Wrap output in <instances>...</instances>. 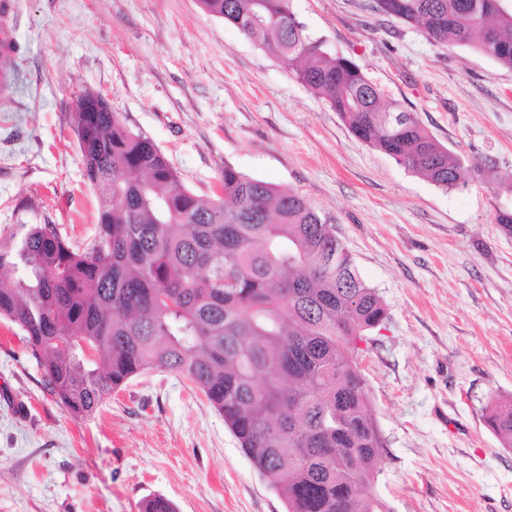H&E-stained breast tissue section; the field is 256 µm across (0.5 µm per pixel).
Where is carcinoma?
Wrapping results in <instances>:
<instances>
[{
  "label": "carcinoma",
  "mask_w": 512,
  "mask_h": 512,
  "mask_svg": "<svg viewBox=\"0 0 512 512\" xmlns=\"http://www.w3.org/2000/svg\"><path fill=\"white\" fill-rule=\"evenodd\" d=\"M295 72L361 141L438 187L460 159L350 58L305 33L291 0H200ZM369 8L512 68L505 0H371ZM73 113L84 178L98 189L86 247L56 224L0 246V319L23 332L48 391L74 418L149 370L185 377L224 417L287 512H386L383 444L368 414L359 343L386 318L328 218L299 194L226 164L221 195L186 188L153 141L116 112ZM486 423L512 448V400ZM141 512H176L154 495Z\"/></svg>",
  "instance_id": "obj_1"
}]
</instances>
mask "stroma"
<instances>
[{
    "label": "stroma",
    "instance_id": "1",
    "mask_svg": "<svg viewBox=\"0 0 512 512\" xmlns=\"http://www.w3.org/2000/svg\"><path fill=\"white\" fill-rule=\"evenodd\" d=\"M13 65L0 92V242L56 224L79 243L98 207L71 114L104 95L198 196L224 165L330 218L386 308L361 345L389 512H512V448L485 417L512 399V69L368 0H292L307 33L351 58L468 170L445 190L355 137L292 69L200 0H4ZM285 512L188 380L151 371L91 419L46 390L0 320V512Z\"/></svg>",
    "mask_w": 512,
    "mask_h": 512
}]
</instances>
